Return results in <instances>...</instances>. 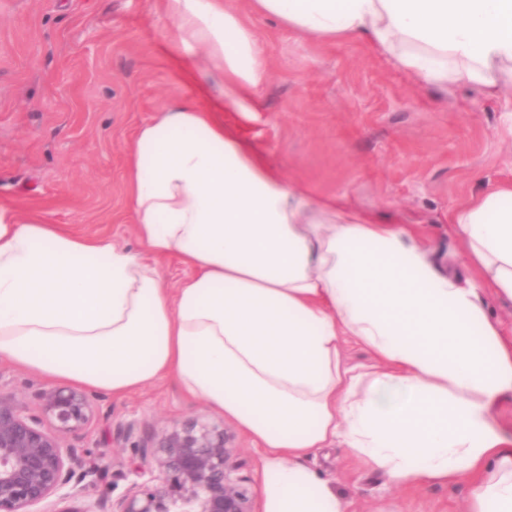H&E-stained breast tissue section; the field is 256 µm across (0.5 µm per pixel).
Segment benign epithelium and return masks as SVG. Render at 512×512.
<instances>
[{
    "instance_id": "benign-epithelium-1",
    "label": "benign epithelium",
    "mask_w": 512,
    "mask_h": 512,
    "mask_svg": "<svg viewBox=\"0 0 512 512\" xmlns=\"http://www.w3.org/2000/svg\"><path fill=\"white\" fill-rule=\"evenodd\" d=\"M36 400L32 413L0 390V512H254L239 449L224 425L201 418L166 425L139 447L137 481L123 495L87 500L97 468L63 439L91 422V395L51 386Z\"/></svg>"
}]
</instances>
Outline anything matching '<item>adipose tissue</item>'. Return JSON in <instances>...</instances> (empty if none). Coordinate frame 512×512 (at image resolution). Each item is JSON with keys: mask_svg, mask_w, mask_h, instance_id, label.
I'll use <instances>...</instances> for the list:
<instances>
[{"mask_svg": "<svg viewBox=\"0 0 512 512\" xmlns=\"http://www.w3.org/2000/svg\"><path fill=\"white\" fill-rule=\"evenodd\" d=\"M157 0L212 83L171 100L129 148L140 250L0 209V361L121 398L162 378L261 450L263 512H347L302 464L343 439L391 482L473 481L470 512H512V444L492 426L512 348L475 283L441 274L408 232L310 205L215 109L246 111L268 59L250 14L318 39L361 38L422 84L497 88L512 0ZM483 281L512 298V184L453 215ZM187 274L164 284L158 261ZM367 365H347V341Z\"/></svg>", "mask_w": 512, "mask_h": 512, "instance_id": "ef3b65f1", "label": "adipose tissue"}]
</instances>
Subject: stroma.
<instances>
[{
	"instance_id": "1",
	"label": "stroma",
	"mask_w": 512,
	"mask_h": 512,
	"mask_svg": "<svg viewBox=\"0 0 512 512\" xmlns=\"http://www.w3.org/2000/svg\"><path fill=\"white\" fill-rule=\"evenodd\" d=\"M269 67L248 111L219 119L254 145L280 180L313 202L341 200L366 220L411 231L442 274L480 270L452 230L456 210L512 183V80L417 85L364 40L319 42L252 20ZM154 0H0V208L138 247L126 153L138 127L179 97L205 102L209 82L165 36ZM95 416L66 446L98 468L85 494L115 498L135 481V444L161 427L208 416L161 379ZM307 466L349 512H468L471 478L392 483L336 441Z\"/></svg>"
}]
</instances>
